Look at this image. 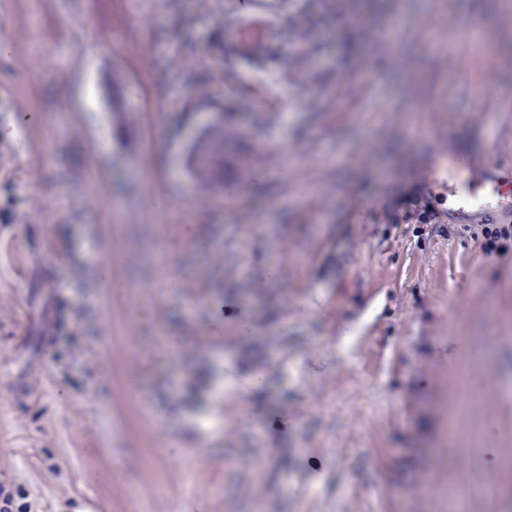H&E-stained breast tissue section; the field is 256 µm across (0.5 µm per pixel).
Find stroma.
Returning <instances> with one entry per match:
<instances>
[{
  "label": "stroma",
  "mask_w": 512,
  "mask_h": 512,
  "mask_svg": "<svg viewBox=\"0 0 512 512\" xmlns=\"http://www.w3.org/2000/svg\"><path fill=\"white\" fill-rule=\"evenodd\" d=\"M0 40L8 512H512V0H0ZM210 143L197 149L199 152V167L201 173L224 172L226 155L224 148V124L213 127ZM195 150L194 153L197 151Z\"/></svg>",
  "instance_id": "35a3bbf8"
}]
</instances>
